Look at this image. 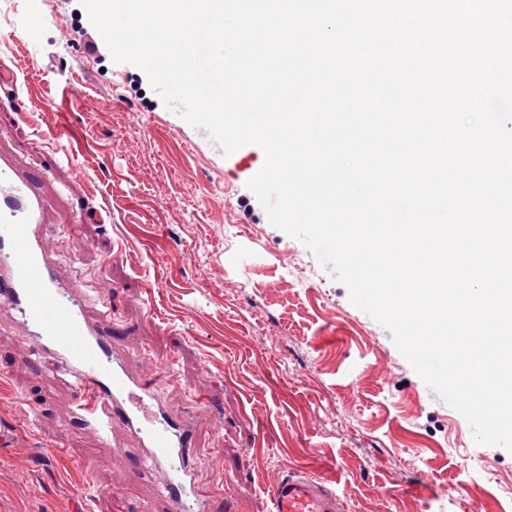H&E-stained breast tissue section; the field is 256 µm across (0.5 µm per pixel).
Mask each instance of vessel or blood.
Segmentation results:
<instances>
[{
  "mask_svg": "<svg viewBox=\"0 0 512 512\" xmlns=\"http://www.w3.org/2000/svg\"><path fill=\"white\" fill-rule=\"evenodd\" d=\"M30 168L0 153V309L9 311L30 355L50 361L74 396L75 412L101 442L116 432L132 436L145 454L141 467L161 475L157 494L166 512H206L190 450L194 432L159 402L174 378L172 363L132 374L116 331L100 326L85 297L62 282L43 231L51 207ZM267 512H348L334 478L304 465L266 489Z\"/></svg>",
  "mask_w": 512,
  "mask_h": 512,
  "instance_id": "obj_1",
  "label": "vessel or blood"
}]
</instances>
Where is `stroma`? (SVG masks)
Segmentation results:
<instances>
[{"mask_svg":"<svg viewBox=\"0 0 512 512\" xmlns=\"http://www.w3.org/2000/svg\"><path fill=\"white\" fill-rule=\"evenodd\" d=\"M0 59L17 76L0 150L43 174L49 248L65 282L114 312L130 371L174 360L164 398L196 432L211 512L229 489L242 512H265L264 489L308 457L335 459L351 512H512L488 479L512 478V453L476 444L390 332L269 222L247 187L259 146L223 156L140 68L113 61L79 0H0ZM63 124L76 140L52 139ZM85 207L109 223L71 226ZM44 372L0 313V425L17 435L0 455V512H162L133 442L102 444ZM421 479L425 495L398 494Z\"/></svg>","mask_w":512,"mask_h":512,"instance_id":"35a3bbf8","label":"stroma"}]
</instances>
